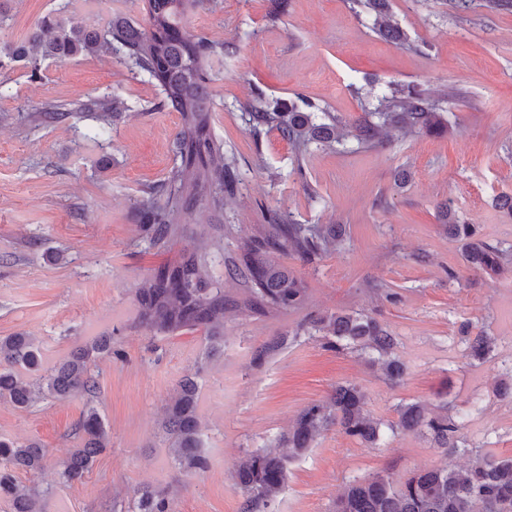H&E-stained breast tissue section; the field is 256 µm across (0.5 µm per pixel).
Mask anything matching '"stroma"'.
Segmentation results:
<instances>
[{"instance_id": "stroma-1", "label": "stroma", "mask_w": 512, "mask_h": 512, "mask_svg": "<svg viewBox=\"0 0 512 512\" xmlns=\"http://www.w3.org/2000/svg\"><path fill=\"white\" fill-rule=\"evenodd\" d=\"M269 8V0H204L186 26L189 35L227 45L209 72V133L233 159L238 185L220 207L197 204L190 224L162 248L142 230L139 198L167 179L182 121L161 107L156 83L107 56L0 66L8 90L0 98V338L32 336L46 369L98 336L111 337L116 351L91 368L94 397L47 398L24 410L0 401V438L36 440L48 451L43 471L19 476L38 491L37 512H127L143 487L168 491L173 512H240L239 459L286 434L302 409L340 383L360 387L369 413L387 424L405 404L449 403L464 416L467 447L512 458V400L497 393L512 378V273L470 272L436 217L438 204L452 203L481 239L512 245V218L494 205L512 196V8L390 0L409 49L373 32L371 17L356 15L350 0H290L274 21ZM50 14L89 29L115 16L145 23L144 0H0V48ZM393 83L447 95V134L393 132L371 150L313 144L299 155L277 131L251 132L242 119L259 90L282 105L310 99L351 122ZM105 97L118 108L107 125L93 110ZM47 102L86 111L52 122L38 114ZM400 167L411 173L402 187L394 182ZM267 209L346 227L339 250L314 262L269 253L306 283L302 309L242 310L248 291L226 276ZM203 242L232 301L224 354L205 364V330L153 337L135 303L144 280ZM341 311L387 326L406 366L402 382L389 381L368 355L329 349L312 332L313 320ZM465 324L495 337L486 361L469 357ZM283 335L284 348L256 363L257 348ZM187 375L198 383L209 459L202 472L178 468L161 427ZM90 404L108 424L109 445L88 473L65 484L59 464L77 447L74 429ZM467 462L424 434L399 431L370 447L332 428L290 463L272 510L332 512L353 480Z\"/></svg>"}]
</instances>
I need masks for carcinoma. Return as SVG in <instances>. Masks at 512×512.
Here are the masks:
<instances>
[{
  "mask_svg": "<svg viewBox=\"0 0 512 512\" xmlns=\"http://www.w3.org/2000/svg\"><path fill=\"white\" fill-rule=\"evenodd\" d=\"M202 0H147V28L114 17L103 29L86 28L50 16L37 23L36 31L8 52L11 60L37 65L41 57L64 61L78 54L109 55L122 59L156 80L162 87L164 105L181 114L182 130L176 137L174 153L179 163L162 188L146 191L139 202L151 225L144 232L157 244L189 218L186 197L197 196L199 188L210 185L206 203L220 206L223 194L234 193V166L224 158L220 145L207 134L210 112L208 69L213 57L224 54V45L184 36L183 23L200 7ZM353 9L373 18L374 31L395 45H411L407 33L388 20L390 0H352ZM447 98H435L414 84H394L377 105L366 108L351 123H344L319 104L302 99L288 106L271 105L265 96L253 94L247 105L245 123L254 129L279 132L296 153L313 143H342L352 138L359 149L383 143V134L396 130L403 135L441 136L448 132L444 119ZM40 112L55 121L75 118L82 108H65L48 103ZM438 220L448 236L462 243L466 267L476 274L499 275L512 268V248L483 241L479 227L461 220L451 204L439 207ZM338 224H299L291 218L266 210L256 233L245 239L239 256L231 261L233 279L249 290L244 302L248 310L283 311L305 303L304 281L285 268L271 264V251H293L311 263L336 250L342 242ZM206 247L184 255L171 267L159 270L136 290L138 320L152 335L170 337L184 330L204 328L211 332L206 358L223 355L224 337L216 328L224 323V289L212 287V275L205 261ZM326 344L336 350L357 348L373 355L389 379L397 383L405 374L404 364L393 355L395 337L371 316L331 313L316 320ZM287 337L278 336L256 350L261 361L281 349ZM496 339L485 331L468 338L469 356L485 361L491 357ZM112 357V337L104 336L75 350L71 357L39 376L33 389L19 369L36 371L38 349L24 334L0 338V400L18 408L29 407L38 396H66L84 392L91 395L96 380L91 364ZM197 382L184 378L167 409L164 427L172 442L174 461L182 469L205 470L197 413ZM338 431L362 443L375 444L382 436L381 423L366 410L365 395L354 384H339L326 400L305 407L288 434L277 439V448L246 454L237 464L235 477L245 501L241 512H260L282 492L288 479V465L310 448L323 431ZM391 432L424 430L437 447L456 452L460 448L462 422L446 410L432 413L420 403L403 406ZM79 447L60 463L59 476L72 482L84 476L96 457L108 445L104 420L90 406L79 424ZM286 446L288 454L278 452ZM47 451L36 443L21 444L0 439V500L11 512H35V489L22 485L18 471L36 474L45 468ZM132 512H172L163 491L142 490ZM334 512H512V458L502 459L490 452L478 455L468 467L420 469L405 479L389 473L354 480L334 502Z\"/></svg>",
  "mask_w": 512,
  "mask_h": 512,
  "instance_id": "carcinoma-1",
  "label": "carcinoma"
}]
</instances>
